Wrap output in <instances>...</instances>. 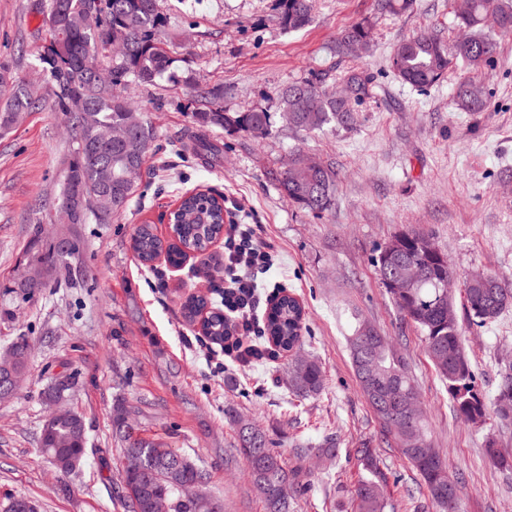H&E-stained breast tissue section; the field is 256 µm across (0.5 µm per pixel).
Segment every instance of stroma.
<instances>
[{
  "label": "stroma",
  "instance_id": "35a3bbf8",
  "mask_svg": "<svg viewBox=\"0 0 512 512\" xmlns=\"http://www.w3.org/2000/svg\"><path fill=\"white\" fill-rule=\"evenodd\" d=\"M41 0H0V62L19 79L49 91L40 61L46 37ZM177 38L175 79L133 83L125 91L157 134L139 178L140 193L108 224H55L56 200L70 155L61 117L51 107L29 113L0 135V354L19 336L31 346L21 388L0 403V503L24 496L38 512H123L119 500L121 444L112 406L138 408L144 435L200 462L207 490L224 512H266L248 465L238 451L240 425L261 429L308 491L294 496L292 512H353L351 492L362 470L353 450L372 442L389 483L391 512L428 503L420 477L398 448L382 441V427L351 368L347 338L358 325L387 336L404 357L419 394L432 446L447 455L461 481L460 512H512V468L494 465L487 440L512 453V424L491 419L480 428L459 421L445 383L427 356L421 332L401 320L372 258L394 235L433 231L453 268L455 295L471 275L494 273L512 289V33L498 37L500 63L482 78L492 95L484 111L464 112L453 101L460 67L426 91L403 83L390 57L402 39L423 30L447 33L454 0H416L411 11L380 15L374 0H313L310 22L291 29L279 0H160ZM369 21L372 42L357 67L373 78L353 127L322 133L288 128L280 93L288 84L324 74L334 87L348 60L331 50L337 34ZM200 85L222 88L225 112H268L271 133L256 139L215 128L224 148L220 164L194 156L186 143ZM302 150L336 172V202L316 215L289 203L276 177L289 154ZM209 189L242 207L237 219L255 224L275 252L259 275L261 299L285 292L303 305V353L317 359L325 387L311 397L290 388L288 355L241 369L225 361L221 345L188 323L182 305L222 295L193 259L176 269L165 260L143 266L130 247L137 226L170 233L160 216L181 196ZM76 237L72 285L25 298L13 293L36 229ZM464 348L477 389L496 393L498 365L512 357V308L480 328L461 318ZM58 380L69 388L46 400ZM79 413L87 430L84 464L61 474L40 448L41 428L54 407ZM335 435L338 466L311 455Z\"/></svg>",
  "mask_w": 512,
  "mask_h": 512
}]
</instances>
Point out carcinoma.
<instances>
[{"label":"carcinoma","mask_w":512,"mask_h":512,"mask_svg":"<svg viewBox=\"0 0 512 512\" xmlns=\"http://www.w3.org/2000/svg\"><path fill=\"white\" fill-rule=\"evenodd\" d=\"M380 14H394L413 8V0H374ZM283 20L288 27H304L311 18V0H281ZM43 24L49 40L41 60L48 66L52 82L51 107L64 121L72 150L64 172L57 206L71 203L75 196L108 181L112 190V212L104 217L85 208L77 223L110 224L123 212L137 191L126 180L132 166L143 167L155 150L156 131L144 120L129 121L134 107L119 89L132 81L151 83L170 72L174 38L166 34V18L160 0H45ZM84 14L89 21L81 28L64 24L67 15ZM451 28L463 34L447 44L434 32H423L399 41L393 50L391 67L405 83L423 91L438 84L455 60L474 73L455 89L454 101L461 109L480 112L485 107L484 91L477 75L493 69L498 62V42L494 31L512 32V4L509 0H467L466 8L454 14ZM370 26L357 23L342 30L334 41L340 58L359 56L368 44ZM107 58L103 65L98 55ZM343 91L336 94L320 79L289 84L280 96V112L288 127L313 133L335 126L355 124V106L370 94V78L349 68L342 77ZM199 107L193 110L196 132L190 135L193 152L199 157H220V150L206 138L213 128L233 127L255 138L270 134L267 113L253 111L231 116L221 105L219 88L197 87ZM46 105V97L36 88L24 86L10 66L0 64V130L10 129L15 116L34 112ZM124 128L122 142L110 147L98 144L109 129ZM280 192L301 209L322 214L336 200V173L327 166H306L305 155L297 151L287 167L277 175ZM174 242L164 243L149 224L136 228L132 247L142 264L149 266L161 255L166 262L180 266L190 254L203 255L224 236V199L209 192H194L181 198L172 212ZM432 236L419 231L402 232L378 248L373 263L384 287L403 319L423 334L425 349L445 383L458 419L468 425H482L490 417L512 423V363L501 364L499 383L492 402H487L475 386L471 361L462 345L459 322L448 323V308L456 307L455 295L448 293L445 281L453 275L448 256L429 246ZM76 239L44 237L37 231L26 260L45 267L55 277L70 269L69 259L79 254ZM412 266L420 276L416 287L401 294L389 282ZM467 317L480 326L493 322L512 307V291L501 279L486 274L470 280L464 288ZM184 317L193 322L206 315L201 325L203 336L214 343H228L235 326L221 310L209 306L204 295L190 297L183 307ZM301 303L286 293L270 302L263 335L265 343L293 357V392L316 395L323 389L321 365L300 354L305 336ZM350 355L358 385L381 421L386 434L394 437L403 457L418 472L439 512H458L460 482L448 472L445 453L426 444L423 415L408 427L390 421L386 402L393 400L396 410L412 408L418 392L404 363L390 347L386 337L370 326H360L348 338ZM113 423L123 445L120 471V501L125 512H153L154 502L165 499L169 512H211L215 498L204 493L208 473L196 460L151 439L139 428L135 411L123 402L113 409ZM333 437H327L315 451L329 460L338 458ZM40 447L60 471L79 468L87 455V435L83 417L47 420L40 434ZM486 454L501 467L512 465L493 439L486 441ZM239 453L246 459L249 475L261 493L267 512H289L288 489L297 494L294 471L288 469L273 443L260 429L245 425L239 431ZM363 473L354 486L355 512H387V477L382 472L375 450L367 444L354 449Z\"/></svg>","instance_id":"cac0c4a2"}]
</instances>
